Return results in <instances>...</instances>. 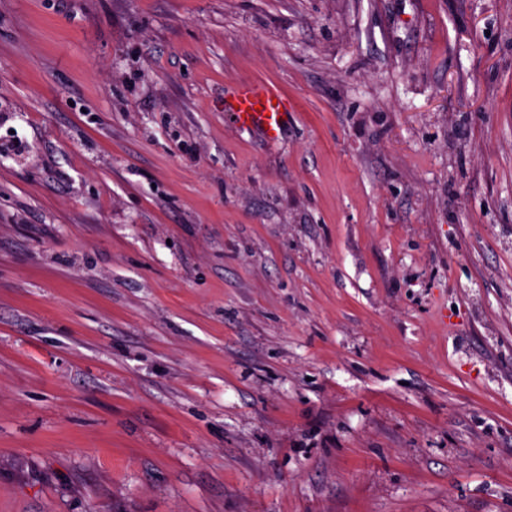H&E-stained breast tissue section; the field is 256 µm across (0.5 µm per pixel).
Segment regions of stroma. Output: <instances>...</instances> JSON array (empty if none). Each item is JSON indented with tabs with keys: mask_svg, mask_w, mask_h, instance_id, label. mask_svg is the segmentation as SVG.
Wrapping results in <instances>:
<instances>
[{
	"mask_svg": "<svg viewBox=\"0 0 512 512\" xmlns=\"http://www.w3.org/2000/svg\"><path fill=\"white\" fill-rule=\"evenodd\" d=\"M0 512H512V0H0ZM254 106H262V110ZM293 111L294 105L285 94L262 83L242 84L224 98L225 121L235 128L257 132L269 143L281 139Z\"/></svg>",
	"mask_w": 512,
	"mask_h": 512,
	"instance_id": "obj_1",
	"label": "stroma"
}]
</instances>
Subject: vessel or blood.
<instances>
[{
    "instance_id": "obj_1",
    "label": "vessel or blood",
    "mask_w": 512,
    "mask_h": 512,
    "mask_svg": "<svg viewBox=\"0 0 512 512\" xmlns=\"http://www.w3.org/2000/svg\"><path fill=\"white\" fill-rule=\"evenodd\" d=\"M293 111L294 105L285 94L262 83L240 85L224 101L228 124L257 132L270 143L281 139Z\"/></svg>"
}]
</instances>
